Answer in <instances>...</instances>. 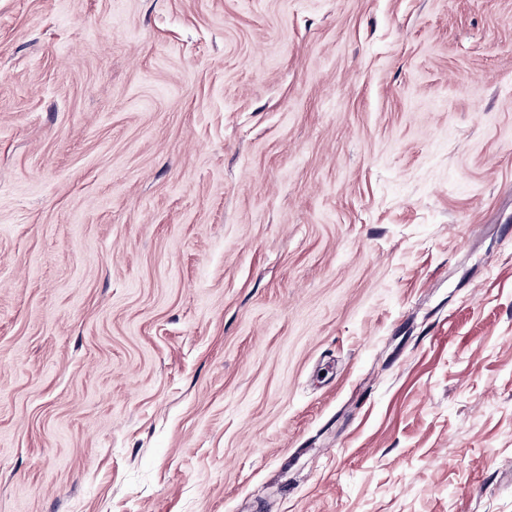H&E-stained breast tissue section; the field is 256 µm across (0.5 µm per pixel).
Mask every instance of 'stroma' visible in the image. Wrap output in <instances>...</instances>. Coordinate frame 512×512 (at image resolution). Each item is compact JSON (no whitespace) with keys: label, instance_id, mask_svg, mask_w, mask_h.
Listing matches in <instances>:
<instances>
[{"label":"stroma","instance_id":"obj_1","mask_svg":"<svg viewBox=\"0 0 512 512\" xmlns=\"http://www.w3.org/2000/svg\"><path fill=\"white\" fill-rule=\"evenodd\" d=\"M512 512V0H0V512Z\"/></svg>","mask_w":512,"mask_h":512}]
</instances>
